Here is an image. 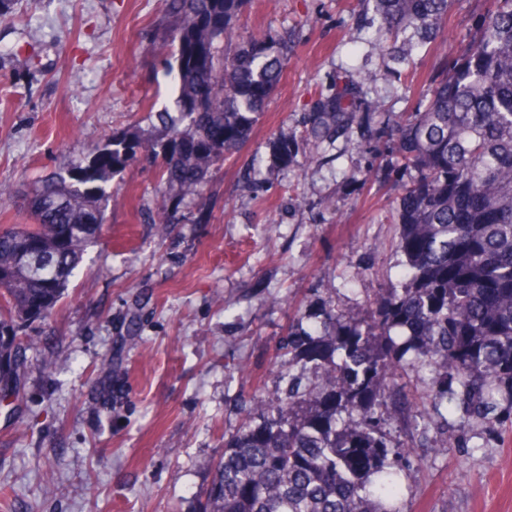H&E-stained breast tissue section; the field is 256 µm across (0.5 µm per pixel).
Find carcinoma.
<instances>
[{"label":"carcinoma","instance_id":"cac0c4a2","mask_svg":"<svg viewBox=\"0 0 512 512\" xmlns=\"http://www.w3.org/2000/svg\"><path fill=\"white\" fill-rule=\"evenodd\" d=\"M365 2L399 64L414 50L399 36L413 26L419 40H436L452 5ZM242 4L165 0L160 52L175 86L172 108L148 113L155 135L124 132L39 179L23 201L34 223L0 229V398L20 396L24 328L64 297L106 224L110 181L138 151L176 191L157 203L155 223L169 224L249 140L283 77L288 34L238 39ZM366 80L349 76L319 95L300 139L328 138L376 110L362 99ZM383 139L401 159L395 176L417 171L398 206L402 286L373 296L360 318L331 306L312 324L295 315L284 347L314 363L315 379L302 384L290 363L276 399L252 398L213 465L202 512H399L401 472L416 448L462 437L473 419L491 434L512 424V0H493L423 110L362 149ZM298 148L299 139L276 143L285 163ZM420 369L435 380L421 401L409 379Z\"/></svg>","mask_w":512,"mask_h":512}]
</instances>
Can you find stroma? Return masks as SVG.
<instances>
[{"mask_svg":"<svg viewBox=\"0 0 512 512\" xmlns=\"http://www.w3.org/2000/svg\"><path fill=\"white\" fill-rule=\"evenodd\" d=\"M489 6L454 0L447 45L398 65L360 0H244L241 37L293 32L282 80L174 223L152 221L161 185L146 157L115 178L99 240L51 318L26 329L18 417L0 405V512H199L242 406L275 391L295 312L358 317L398 287L396 153L356 144L426 104ZM167 25L163 0H18L0 21V188L30 192L113 135L149 136L146 103L171 85ZM351 72L373 77L370 125L281 161L276 142ZM468 436L423 449L400 512H512V427L474 421Z\"/></svg>","mask_w":512,"mask_h":512,"instance_id":"35a3bbf8","label":"stroma"}]
</instances>
